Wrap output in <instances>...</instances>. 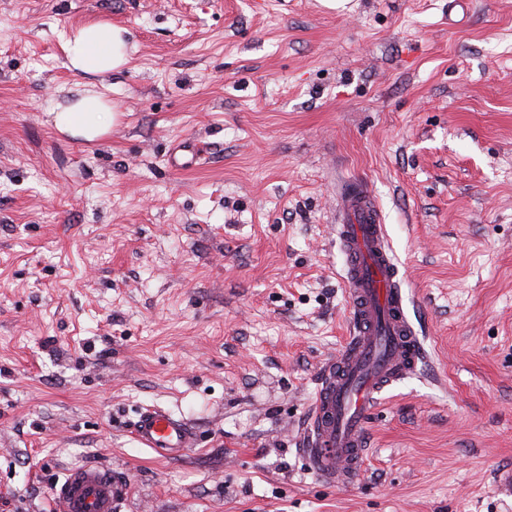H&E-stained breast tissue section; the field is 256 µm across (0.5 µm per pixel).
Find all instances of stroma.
<instances>
[{
    "label": "stroma",
    "mask_w": 512,
    "mask_h": 512,
    "mask_svg": "<svg viewBox=\"0 0 512 512\" xmlns=\"http://www.w3.org/2000/svg\"><path fill=\"white\" fill-rule=\"evenodd\" d=\"M124 27L128 63L64 65ZM93 87L88 142L52 112ZM386 224L424 349L363 470L299 451L350 327L340 179ZM159 404L199 444L131 434ZM128 512H512V0H0V512H53L76 467ZM62 46L71 70L106 74L128 62L131 45L128 31L106 22L90 23L62 36ZM132 429L141 445L163 458L180 457L197 444V433L193 425L162 407L142 408L137 413Z\"/></svg>",
    "instance_id": "stroma-1"
}]
</instances>
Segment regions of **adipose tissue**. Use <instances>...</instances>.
<instances>
[{"label":"adipose tissue","instance_id":"adipose-tissue-1","mask_svg":"<svg viewBox=\"0 0 512 512\" xmlns=\"http://www.w3.org/2000/svg\"><path fill=\"white\" fill-rule=\"evenodd\" d=\"M62 46L70 69L93 74L122 68L131 49L127 30L106 22L91 23L63 36ZM109 110L101 96L85 93L54 112L53 124L60 132L93 141L106 133L107 126L99 117Z\"/></svg>","mask_w":512,"mask_h":512}]
</instances>
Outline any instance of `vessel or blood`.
<instances>
[{
  "label": "vessel or blood",
  "instance_id": "obj_1",
  "mask_svg": "<svg viewBox=\"0 0 512 512\" xmlns=\"http://www.w3.org/2000/svg\"><path fill=\"white\" fill-rule=\"evenodd\" d=\"M336 233L345 259L354 330L325 369L311 405L304 454L320 479L348 486L364 465L366 423L380 395L417 370L423 349L407 317L400 270L367 186L350 184L339 192ZM133 434L141 445L169 459L197 444L188 420L156 406L138 412ZM131 491L125 469L90 463L71 470L56 488L55 509L120 512Z\"/></svg>",
  "mask_w": 512,
  "mask_h": 512
}]
</instances>
